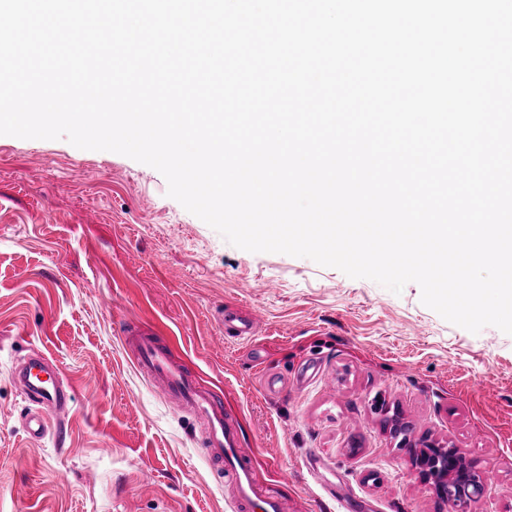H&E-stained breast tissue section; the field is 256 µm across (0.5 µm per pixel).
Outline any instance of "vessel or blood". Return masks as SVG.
<instances>
[{"mask_svg": "<svg viewBox=\"0 0 512 512\" xmlns=\"http://www.w3.org/2000/svg\"><path fill=\"white\" fill-rule=\"evenodd\" d=\"M260 321L257 314L228 312L224 315V333L248 340L256 335ZM123 334L126 341L134 345L137 367L150 378L155 391L199 420L204 433L203 452L209 459L222 463L226 477L224 487L235 497L242 512H284L278 491L260 484L256 462L242 446L239 427L229 420V404L175 358L163 331L157 328L144 331L127 322L123 325ZM15 376L25 399L32 405L25 417V429L32 438H42L52 416L68 411L74 390L43 354L23 360Z\"/></svg>", "mask_w": 512, "mask_h": 512, "instance_id": "vessel-or-blood-1", "label": "vessel or blood"}]
</instances>
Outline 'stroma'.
<instances>
[{"label": "stroma", "mask_w": 512, "mask_h": 512, "mask_svg": "<svg viewBox=\"0 0 512 512\" xmlns=\"http://www.w3.org/2000/svg\"><path fill=\"white\" fill-rule=\"evenodd\" d=\"M420 296L238 249L124 155L0 136V512H239L200 424L139 373L126 321L164 326L223 391L287 512L334 492L373 512H448L386 430L396 413L411 441L462 449L485 473L472 512H512V335L471 333ZM237 307L264 317L252 342L224 334ZM35 351L75 392L38 441L13 378Z\"/></svg>", "instance_id": "1"}]
</instances>
